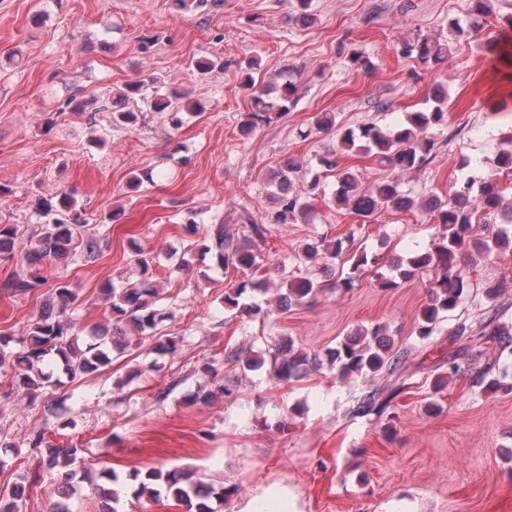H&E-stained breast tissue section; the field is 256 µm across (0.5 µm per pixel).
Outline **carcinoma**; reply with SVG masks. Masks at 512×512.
Here are the masks:
<instances>
[{
    "label": "carcinoma",
    "instance_id": "obj_1",
    "mask_svg": "<svg viewBox=\"0 0 512 512\" xmlns=\"http://www.w3.org/2000/svg\"><path fill=\"white\" fill-rule=\"evenodd\" d=\"M490 0H470L469 22L466 25L456 20L448 24V38H430L418 34L406 39L401 48L405 57H414L420 63L437 64L455 50L457 45L468 38L471 32L480 27V22L487 21L491 15ZM257 61L252 59L243 71L244 85L252 90V120L242 127L247 135L256 126L258 120L270 119V113L286 110V104L298 98V84L291 78L279 85H256L251 75ZM145 81H134L112 92V102H102L100 110L112 111V122L119 125L135 126L141 122V115L132 109L123 110L121 106L138 98L150 99L152 111L167 116L172 129L183 126L184 115L199 114L203 106L189 97L186 92L155 88L146 94ZM448 94L440 87L434 88L430 105L423 111L406 113L405 121L384 130L371 123L358 130L345 129L340 132V146L348 152H361L373 157L382 167L402 173L421 170L435 157V140L430 131L447 121ZM508 147L499 151L495 165L484 168L483 162L477 160L470 171L455 181L448 197H434L422 204L425 212L432 217L438 228L431 246L416 252L406 259L398 260L392 272L394 275L378 276L377 282L382 288L396 286L395 277L411 279L426 270L434 273L436 282L430 300L423 307L418 318V336L427 339L434 335L440 314L454 310L464 296L465 281L457 268L459 259L475 256L485 257L500 246L512 242L508 229L500 230L492 240L479 237L480 227L490 223L491 218L501 216V223L512 224V210L501 212L503 192L500 175H512V135L506 140ZM321 168L334 173L338 185L335 199L341 204L352 206L354 213L362 218H369L382 210L404 213L416 208V200L400 190L399 184L392 178L374 184L367 190L359 191L360 182L356 174L349 169L339 167L336 157L326 155L319 159ZM300 170L298 163L287 159L278 171L275 196L278 210L275 221L278 224H292L310 217L309 202L300 195L284 192V186L292 185V175ZM37 215L40 219V232L34 246L29 251L27 260L33 269L28 274L17 276L4 283V287L15 293L29 294L43 287L48 279L38 269L40 263L47 259L59 262L75 254L79 248L95 250L96 241L88 233L89 219L86 210L77 204L72 194L59 191L50 198H42ZM20 227L16 224H0V260L14 257L15 243ZM267 228L262 224H250L240 233L233 235L222 229L216 233V264L224 270H233L243 274L234 285L224 291V306L236 307L240 298L248 291H257L263 295L269 289L261 287V281L253 276L261 269L260 244L265 242ZM339 251L336 242L320 238L307 243L298 254L297 260L307 265L317 264L327 259H334ZM134 261L139 278L133 282H107L99 292L108 305L107 325L95 326L91 330V340L81 348L77 344L80 329L73 317V306L78 296L65 282L54 285L52 298L40 315L31 320L30 328L20 343L22 348L13 349V334L0 330V375L10 377L9 389L4 396L18 391H25L30 398L37 397L38 390L48 382L40 365L57 360L62 361L63 372L72 380H81L100 371L111 362L112 350L120 351L124 345L108 340L109 334H117L121 326H130L136 335V344H151V349L159 354H172L179 339L157 336L159 326L165 320L166 313L156 308L157 288L154 282V258L141 247L134 249ZM280 279L288 285L287 292L280 294L277 303L286 307L291 302H302L306 298H316L322 292L319 282L306 276L288 275L287 265L276 268ZM493 313L483 317L477 326L461 324L460 333H469L476 341L492 339L499 352L512 353V331L495 324ZM336 369L341 377L375 376L387 371L393 376L402 361V355L394 352L393 342L386 337V328L377 325L371 329L358 331L340 341L329 350L326 359L316 353H307L294 349L293 342L283 344L274 355L270 373L281 382L297 380L311 370L322 366L323 361ZM446 372L435 378L434 393L447 388L448 380L467 369L453 357H448ZM495 362L486 363L477 371V381L495 390L512 391V384H503L490 377ZM392 396L384 395V389L374 388L366 392L357 402L354 412L368 415L372 412L382 413L388 407ZM76 462V451L63 455L49 450L43 459V466L53 471H61L62 484L57 493L66 498L70 495L68 482L74 476L72 466ZM127 483L136 487V495L147 496L157 501L166 496L178 503L196 506V512H213L207 501L214 499L219 503L232 494L235 488L213 487L200 480L193 479V473L179 468L168 470L152 469L141 473L137 469L126 475ZM26 496V485H15L11 493L0 495V512H20V503Z\"/></svg>",
    "mask_w": 512,
    "mask_h": 512
}]
</instances>
